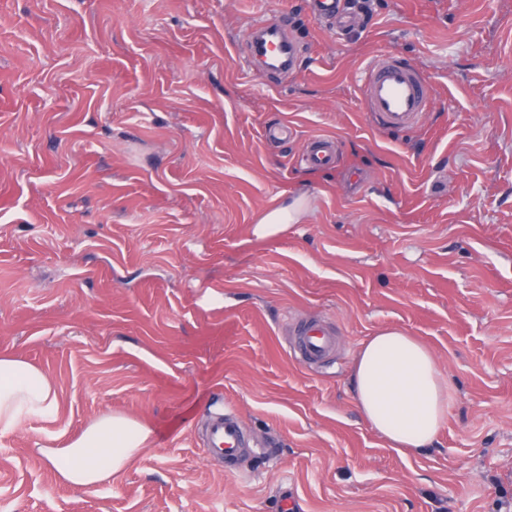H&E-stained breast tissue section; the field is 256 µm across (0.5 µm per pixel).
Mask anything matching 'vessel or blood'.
I'll use <instances>...</instances> for the list:
<instances>
[{
    "label": "vessel or blood",
    "instance_id": "vessel-or-blood-1",
    "mask_svg": "<svg viewBox=\"0 0 512 512\" xmlns=\"http://www.w3.org/2000/svg\"><path fill=\"white\" fill-rule=\"evenodd\" d=\"M317 19L332 24L346 17L343 0H309ZM248 61L266 77H283L292 72L302 46L294 36L287 18H263L253 21L244 31ZM431 83L413 64L400 58L379 55L366 66L360 87L364 111L373 123L393 131L409 129L430 109ZM302 162L313 168H331L336 163V148L331 138L315 136L305 145ZM289 351L297 361L311 364L332 353L336 336L319 322L296 325ZM246 432L230 414L217 412L204 428L207 456L231 461L247 448Z\"/></svg>",
    "mask_w": 512,
    "mask_h": 512
}]
</instances>
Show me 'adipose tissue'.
Wrapping results in <instances>:
<instances>
[{
  "label": "adipose tissue",
  "mask_w": 512,
  "mask_h": 512,
  "mask_svg": "<svg viewBox=\"0 0 512 512\" xmlns=\"http://www.w3.org/2000/svg\"><path fill=\"white\" fill-rule=\"evenodd\" d=\"M352 385L364 419L397 451L430 447L448 414V385L432 351L398 328L384 329L360 347ZM59 397L48 376L28 362L0 356V434L34 419L54 420ZM141 422L109 412L99 415L63 448L45 456L65 483L92 486L119 475L148 445Z\"/></svg>",
  "instance_id": "1"
}]
</instances>
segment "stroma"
Instances as JSON below:
<instances>
[{"label": "stroma", "instance_id": "obj_1", "mask_svg": "<svg viewBox=\"0 0 512 512\" xmlns=\"http://www.w3.org/2000/svg\"><path fill=\"white\" fill-rule=\"evenodd\" d=\"M308 0H0V355L58 387L55 422L0 435V512H512V0H372L337 34ZM288 13L275 85L242 32ZM385 54L432 82L406 132L363 112ZM295 133L268 146L265 124ZM314 135L335 168L300 166ZM299 201L260 238L259 217ZM336 333L323 363L290 326ZM399 327L448 382L430 448L363 419L361 344ZM254 452L203 451L210 412ZM147 448L110 482L58 481L44 450L101 412ZM294 337L289 351L297 361L311 364L332 353L336 346V336L331 329L319 322H308L294 327Z\"/></svg>", "mask_w": 512, "mask_h": 512}]
</instances>
